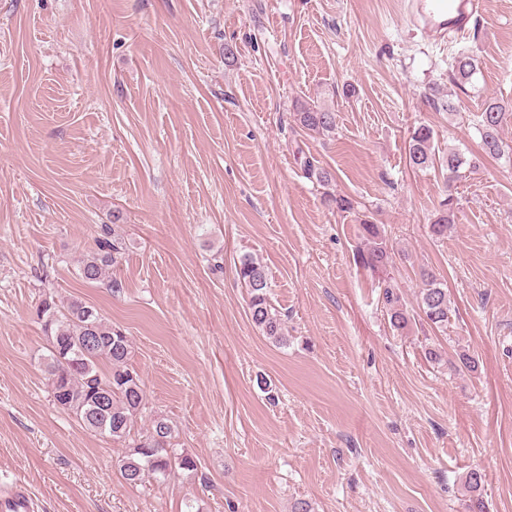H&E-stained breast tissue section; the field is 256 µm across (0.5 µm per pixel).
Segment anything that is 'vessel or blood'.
<instances>
[{
  "mask_svg": "<svg viewBox=\"0 0 512 512\" xmlns=\"http://www.w3.org/2000/svg\"><path fill=\"white\" fill-rule=\"evenodd\" d=\"M413 23L426 38L438 40L448 34H466L479 13L481 0H410ZM34 504L27 487L0 486V512H33Z\"/></svg>",
  "mask_w": 512,
  "mask_h": 512,
  "instance_id": "vessel-or-blood-1",
  "label": "vessel or blood"
}]
</instances>
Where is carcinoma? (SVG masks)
Here are the masks:
<instances>
[{"mask_svg": "<svg viewBox=\"0 0 512 512\" xmlns=\"http://www.w3.org/2000/svg\"><path fill=\"white\" fill-rule=\"evenodd\" d=\"M480 70V60L470 54L455 57L452 65V82L460 87L471 82ZM295 121L302 128L318 134L335 130L334 111L323 105L299 102L295 105ZM512 119V109L496 99H489L476 115L482 150L491 157L505 153L499 130ZM433 130L422 125L409 136V164L416 169L439 166L448 172V183L462 178L466 164L456 150L436 157L432 149ZM329 207L339 213L355 210V202L343 195L326 194ZM455 221L454 197L447 196L433 224V236L439 238L448 232V225ZM366 251L360 254L361 263L372 269L389 263L387 245L378 225L365 218L360 222ZM124 238L109 225L102 226L96 247L80 261L78 276L87 284L108 281L109 271L124 254ZM237 276L247 289L251 321L268 339L276 344L287 343L284 322L280 312L273 307L268 296V278L264 265L250 254L239 258ZM426 288L420 294L419 309L424 319L438 328L448 327V289L436 282L429 271L421 270ZM384 304L391 325L403 330L410 321L407 307L388 284L383 292ZM39 317L48 340L50 355L45 362L47 386L53 402L72 413L86 429L122 441L131 434L137 418L145 409V392L138 373L129 368L131 343L123 331L108 322L101 313L79 300H72L59 307L54 300L41 301ZM173 425L160 415L153 417L148 427L128 445L121 459L120 473L129 484H137L145 477L164 479L174 469H197L194 458L187 452L173 447ZM469 489L467 512H487L483 495L484 479L480 472L472 471L467 477Z\"/></svg>", "mask_w": 512, "mask_h": 512, "instance_id": "cac0c4a2", "label": "carcinoma"}]
</instances>
